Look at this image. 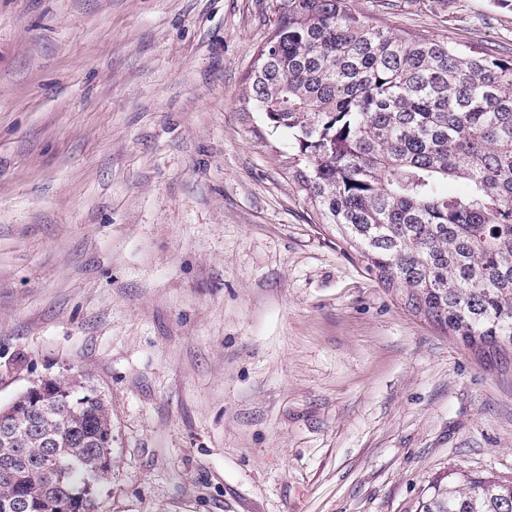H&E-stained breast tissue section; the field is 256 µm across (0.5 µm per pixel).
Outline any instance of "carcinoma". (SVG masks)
Instances as JSON below:
<instances>
[{"label":"carcinoma","mask_w":512,"mask_h":512,"mask_svg":"<svg viewBox=\"0 0 512 512\" xmlns=\"http://www.w3.org/2000/svg\"><path fill=\"white\" fill-rule=\"evenodd\" d=\"M274 13L247 104L288 134L296 193L409 312L511 368L512 59L379 25L351 0H275ZM56 387L0 441V512H96L111 414L74 379ZM52 443L56 476L41 467ZM420 512H512V478L450 472Z\"/></svg>","instance_id":"1"}]
</instances>
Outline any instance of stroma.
<instances>
[{"instance_id":"1","label":"stroma","mask_w":512,"mask_h":512,"mask_svg":"<svg viewBox=\"0 0 512 512\" xmlns=\"http://www.w3.org/2000/svg\"><path fill=\"white\" fill-rule=\"evenodd\" d=\"M272 0H0V407L77 378L98 512H420L512 476V370L346 255L247 111ZM512 57V0H354Z\"/></svg>"}]
</instances>
